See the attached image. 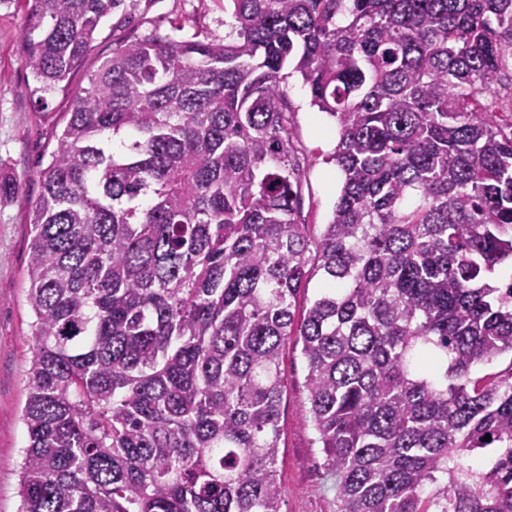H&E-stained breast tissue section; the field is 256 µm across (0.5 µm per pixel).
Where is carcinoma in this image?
I'll return each mask as SVG.
<instances>
[{"label":"carcinoma","mask_w":512,"mask_h":512,"mask_svg":"<svg viewBox=\"0 0 512 512\" xmlns=\"http://www.w3.org/2000/svg\"><path fill=\"white\" fill-rule=\"evenodd\" d=\"M22 2L50 91L123 0ZM224 10L222 41L113 48L40 172L19 512H281L290 339L337 512H512V362L471 378L512 354V0ZM292 73L336 124L314 244Z\"/></svg>","instance_id":"1"}]
</instances>
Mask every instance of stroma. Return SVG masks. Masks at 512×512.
I'll use <instances>...</instances> for the list:
<instances>
[{"mask_svg":"<svg viewBox=\"0 0 512 512\" xmlns=\"http://www.w3.org/2000/svg\"><path fill=\"white\" fill-rule=\"evenodd\" d=\"M230 20L224 0H123L102 23L82 65L57 89L44 92L21 60L26 9L0 8V171L13 176L19 186L15 196L0 199V512H17L19 505L17 462L26 444L21 411L31 340L26 303L29 212L40 193L39 173L55 136L74 98L118 43L146 36L220 39L228 33ZM287 91L294 147L306 161L302 217L314 241L331 218L341 184L339 171L325 160L335 145V122L311 106L299 75L289 77ZM281 369L287 379L277 464L284 491L282 512H336V479L314 442L307 413V368L295 343L284 346Z\"/></svg>","mask_w":512,"mask_h":512,"instance_id":"1","label":"stroma"}]
</instances>
